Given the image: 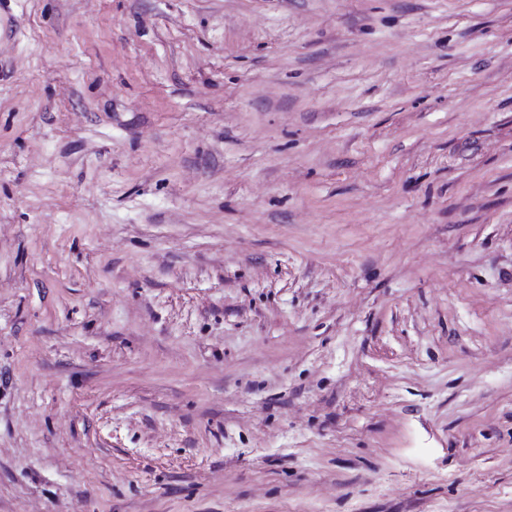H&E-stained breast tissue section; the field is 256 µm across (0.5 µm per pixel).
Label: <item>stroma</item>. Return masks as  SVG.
<instances>
[{"label":"stroma","instance_id":"obj_1","mask_svg":"<svg viewBox=\"0 0 512 512\" xmlns=\"http://www.w3.org/2000/svg\"><path fill=\"white\" fill-rule=\"evenodd\" d=\"M0 512H512V0H0Z\"/></svg>","mask_w":512,"mask_h":512}]
</instances>
